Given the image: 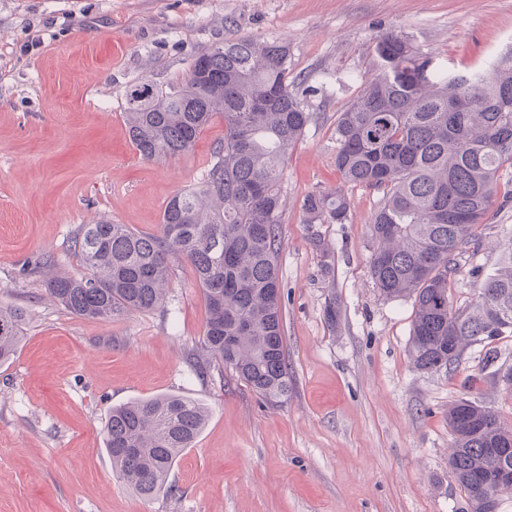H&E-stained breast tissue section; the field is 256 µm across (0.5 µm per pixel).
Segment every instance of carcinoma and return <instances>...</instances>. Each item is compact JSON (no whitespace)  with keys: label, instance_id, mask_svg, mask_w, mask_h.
Returning <instances> with one entry per match:
<instances>
[{"label":"carcinoma","instance_id":"obj_1","mask_svg":"<svg viewBox=\"0 0 512 512\" xmlns=\"http://www.w3.org/2000/svg\"><path fill=\"white\" fill-rule=\"evenodd\" d=\"M380 73L336 124V170L344 182L380 194L370 225V274L388 299L414 297L409 356L421 371L450 369L466 349L512 335V239L500 244L496 272L478 299L456 309L451 283L474 229L492 211L502 171L512 167V60L491 71L434 78L429 61L393 32L376 37ZM132 144L148 160L193 149L216 114L224 142L199 185L166 203L159 230L110 221L83 224L73 249L82 270L40 263L46 292L79 318L112 321L161 308L171 259L189 263L202 290V349L271 404L288 399L279 285L280 182L288 150L310 120L288 83V43L226 40L195 56L186 79L163 87L140 81L124 90ZM340 191L311 193L307 223L341 224ZM24 312L0 305V364L22 339ZM206 421L204 407L176 395L112 408L105 424L112 466L137 493L167 489L177 458ZM454 436L448 468L468 512H488L496 447L512 427L487 407L461 399L448 408Z\"/></svg>","mask_w":512,"mask_h":512}]
</instances>
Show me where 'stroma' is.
<instances>
[{
  "label": "stroma",
  "instance_id": "35a3bbf8",
  "mask_svg": "<svg viewBox=\"0 0 512 512\" xmlns=\"http://www.w3.org/2000/svg\"><path fill=\"white\" fill-rule=\"evenodd\" d=\"M405 37L434 73L454 77L512 54V0H0V305L25 313L0 365V512H466L448 469V409L466 398L512 427V336L465 351L451 371L408 354L410 297L387 299L370 275L380 196L342 181L336 123L380 71L375 38ZM282 40L311 119L285 160L278 266L291 390L281 405L232 370L191 362L205 303L190 265H173L163 308L102 322L45 293L38 269L80 261L72 237L109 220L153 233L167 201L202 181L224 119L195 147L155 160L132 146L129 84L183 81L226 40ZM342 191L341 224L307 223L314 192ZM512 239L499 193L459 256L454 307L476 301ZM335 318H328V309ZM175 394L208 421L145 498L112 469L103 428L113 407Z\"/></svg>",
  "mask_w": 512,
  "mask_h": 512
}]
</instances>
